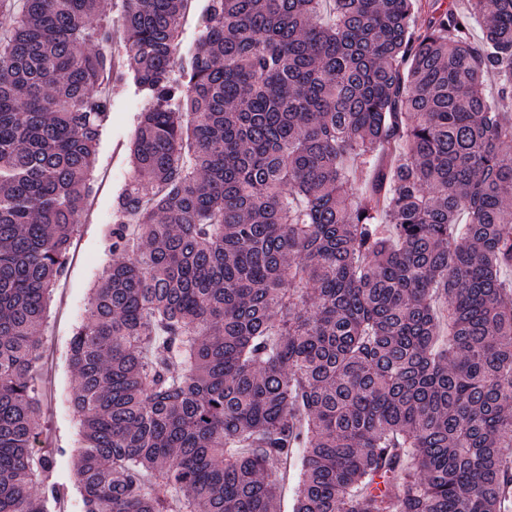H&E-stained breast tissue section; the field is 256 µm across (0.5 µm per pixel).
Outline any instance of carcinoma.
Instances as JSON below:
<instances>
[{
	"label": "carcinoma",
	"mask_w": 512,
	"mask_h": 512,
	"mask_svg": "<svg viewBox=\"0 0 512 512\" xmlns=\"http://www.w3.org/2000/svg\"><path fill=\"white\" fill-rule=\"evenodd\" d=\"M468 2L206 0L184 59L193 0H0V512L73 452L80 512H276L295 461L292 512H512V0ZM110 78L148 106L36 458Z\"/></svg>",
	"instance_id": "cac0c4a2"
}]
</instances>
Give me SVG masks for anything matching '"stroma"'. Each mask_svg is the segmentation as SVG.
<instances>
[{"label":"stroma","instance_id":"obj_1","mask_svg":"<svg viewBox=\"0 0 512 512\" xmlns=\"http://www.w3.org/2000/svg\"><path fill=\"white\" fill-rule=\"evenodd\" d=\"M102 90L112 101V112L101 137L94 169L105 182L89 200L82 216L81 232L72 246L68 273L52 296L43 332L47 361L37 364L33 370L34 378L46 393L44 427L39 438L46 449L66 448L77 440L68 402L75 377L66 360V348L75 322L86 312L90 289L109 261L105 238L116 198L130 177L129 142L137 117L146 107L132 83L112 80L104 83Z\"/></svg>","mask_w":512,"mask_h":512}]
</instances>
